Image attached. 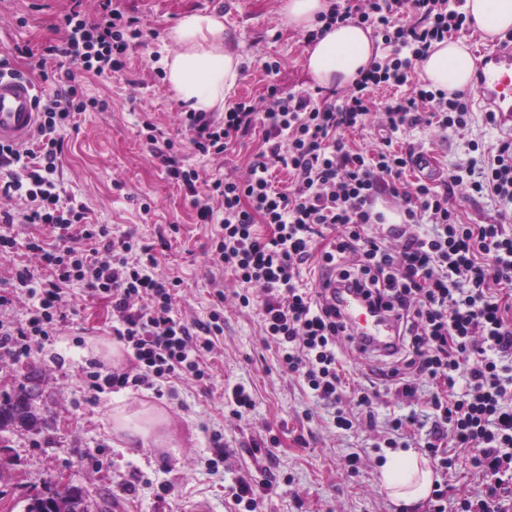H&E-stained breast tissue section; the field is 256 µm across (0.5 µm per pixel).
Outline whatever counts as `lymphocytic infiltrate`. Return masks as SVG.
<instances>
[{"label": "lymphocytic infiltrate", "mask_w": 512, "mask_h": 512, "mask_svg": "<svg viewBox=\"0 0 512 512\" xmlns=\"http://www.w3.org/2000/svg\"><path fill=\"white\" fill-rule=\"evenodd\" d=\"M99 6L94 22L75 7L59 16L56 27L65 40L47 46V54L88 73L120 72L142 32L113 9L112 0H99ZM404 15L410 23H401ZM321 20L329 28L368 25L382 39V56L342 95L286 92L272 83L261 100L241 99L222 121L204 112L181 119L184 138L203 155L226 153L261 129V149L244 177L214 179L207 195L198 197L193 190L199 174L179 164L173 141L153 142V155L171 179L192 191L200 224L214 225L213 260L235 275L240 307L258 311L282 367L334 407L338 429L351 430L360 417H373L378 393L363 389L352 410L339 406L340 348L354 350L358 343L340 310L316 287L301 284L302 265L313 261L337 288L355 290L374 310L395 315L398 347L380 362L382 377L398 396L413 400L423 378L448 387L447 396H432L429 411L393 416L390 431L424 433L423 446L439 469L453 465L452 458L440 456L441 442L464 451L484 489L463 499L461 512H512V302L492 290L512 285V213L502 212L494 224H465L450 202L462 186L512 204V137L490 147L479 170L431 181H405L415 154L392 147L398 133L467 126L469 102L457 93L428 90L416 77V65L433 42L469 33L467 17L450 9L448 0H339ZM40 77L54 84L55 94L40 108L36 148L0 144V196L28 203L17 214L0 210V251L15 248L17 223L74 231L95 246L84 252L28 242L52 278L17 271L29 309L20 326L0 323V357L20 359L29 355L32 338L55 335L67 317L60 287L76 282L109 300L112 335L134 360L128 371L95 373L90 391L203 380L205 356L222 331L220 313L194 331L173 311L179 280L157 273L150 248L132 235L115 237L106 225L89 223L85 205L61 190L56 174L62 133L77 114L99 103L84 95L69 70H44ZM375 88L394 94L376 100ZM376 112L382 115L381 148L371 154L351 149L349 134L364 131ZM279 166L291 177L283 190L273 183ZM384 196L395 200L400 223H386L377 211Z\"/></svg>", "instance_id": "f902f5d3"}]
</instances>
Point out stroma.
<instances>
[{
  "instance_id": "obj_1",
  "label": "stroma",
  "mask_w": 512,
  "mask_h": 512,
  "mask_svg": "<svg viewBox=\"0 0 512 512\" xmlns=\"http://www.w3.org/2000/svg\"><path fill=\"white\" fill-rule=\"evenodd\" d=\"M279 4L112 0L143 32L130 46L125 68L100 76L73 68L76 83L100 107L77 115L75 127L63 133L61 186L86 205L90 223L109 225L118 235L132 232L153 246L159 272L182 281L175 312L186 322L208 321L219 303L217 291H224V332L206 356L210 370L203 381L169 383L159 394L128 387L96 395L88 383L103 359L94 348L112 338V309L79 285L67 286V318L58 335L33 345L27 357L0 360V399L36 377L39 396L33 408L40 420L34 429L0 431V512H24L27 498L46 493L57 479L83 490L88 512H191L198 502L209 512H234L226 487L239 476L258 484L276 477L265 512H404L380 482L383 459L395 450L418 448L411 436L398 438L393 449L385 441L386 417L404 412V404L394 394H380L374 404L376 426L334 428L330 409L311 396L302 379L281 370L260 316L235 304L233 275L214 265L207 253L210 230L198 224L188 191L168 178L142 131L148 121L174 140L180 162L200 175L199 194H206L212 179L244 175L260 149L261 132L224 155L203 156L180 141L182 107L162 65L171 48L167 32L185 12L219 10L225 38L244 60L236 98H261L273 82L288 91L315 90L304 67V33L289 26ZM70 7L71 0H0V58L26 76L35 59L56 68V59L44 58L43 50L61 42L63 34L53 23ZM24 46L30 56L19 55ZM272 63L278 64V74L267 72ZM503 135L486 126L476 110L467 128L449 131L447 139L417 132L397 137L394 145L430 150L437 166L448 172L481 163V147ZM14 234L16 249L0 254V290L9 298L0 306V322L7 325L25 315L27 297L13 283L18 268L37 264L28 241L59 238L58 230L41 225L19 224ZM235 384L244 385L255 400L240 420L224 405L225 387ZM120 403L132 408L147 403L165 411L177 452L133 445L113 432L112 410ZM218 453L223 460L210 469ZM353 453L362 460L355 474L347 467Z\"/></svg>"
}]
</instances>
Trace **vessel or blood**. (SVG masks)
<instances>
[{"label":"vessel or blood","mask_w":512,"mask_h":512,"mask_svg":"<svg viewBox=\"0 0 512 512\" xmlns=\"http://www.w3.org/2000/svg\"><path fill=\"white\" fill-rule=\"evenodd\" d=\"M475 91L480 111L499 113L512 124V44L481 49L477 53ZM39 88L21 75L0 74V142L20 144L37 126ZM367 302L353 292L340 296L339 308L348 326L371 348L386 352L396 341L394 322L366 316Z\"/></svg>","instance_id":"b4317fda"}]
</instances>
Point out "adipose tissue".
<instances>
[{
  "label": "adipose tissue",
  "instance_id": "obj_1",
  "mask_svg": "<svg viewBox=\"0 0 512 512\" xmlns=\"http://www.w3.org/2000/svg\"><path fill=\"white\" fill-rule=\"evenodd\" d=\"M467 17L483 39L495 42L512 33V0H465ZM305 56L304 66L324 87L353 84L376 53L371 31L348 23L322 31ZM174 49L163 60L167 80L190 112H224L242 78L243 60L224 41V16L217 12L183 15L167 34ZM475 59L464 40L434 43L421 62L420 75L434 90L452 94L471 86ZM166 416L152 407L112 411L115 431L133 442L160 439ZM387 495L407 507L417 506L431 491L434 475L426 461L411 452L391 455L381 467Z\"/></svg>",
  "mask_w": 512,
  "mask_h": 512
}]
</instances>
